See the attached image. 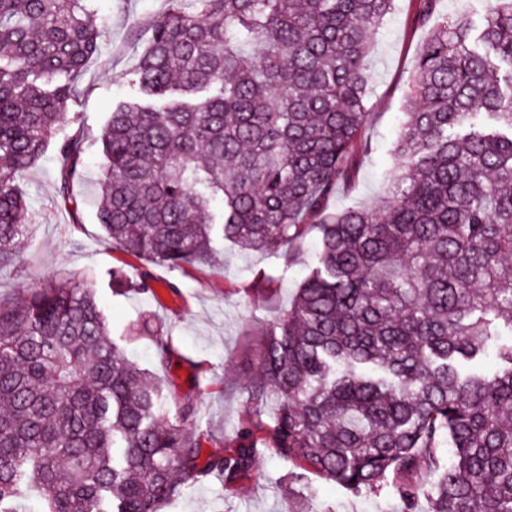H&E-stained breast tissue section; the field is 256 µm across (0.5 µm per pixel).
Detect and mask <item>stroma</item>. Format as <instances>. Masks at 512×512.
Instances as JSON below:
<instances>
[{
    "label": "stroma",
    "mask_w": 512,
    "mask_h": 512,
    "mask_svg": "<svg viewBox=\"0 0 512 512\" xmlns=\"http://www.w3.org/2000/svg\"><path fill=\"white\" fill-rule=\"evenodd\" d=\"M101 29L99 51L75 82L65 134L83 132V166L70 183L77 203L68 209L58 194L63 165L47 152L16 183L31 226L16 266L0 271V297L36 287L49 276L90 280L110 333L129 356L167 386L171 409L199 410L194 438L201 460L224 453L252 411L245 386L257 369L267 327L294 298L315 251L314 237L288 248L245 253L232 243L214 263L169 270L133 257L107 238L96 219L104 154L99 133L113 107L137 96L134 68L150 27L167 8L165 0H93ZM411 0L374 35L367 57L373 115L366 135L373 150L360 158L351 190L330 200L329 210L372 206L384 195L394 165L392 143L407 103L403 87L417 44L426 31L413 19ZM148 289H140V281ZM150 330L131 337L133 326ZM170 348L160 358L155 337ZM394 488L381 494H353L314 473L294 467L271 449H261L254 473L227 487L207 480L161 512H401Z\"/></svg>",
    "instance_id": "obj_1"
}]
</instances>
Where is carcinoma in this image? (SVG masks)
I'll return each mask as SVG.
<instances>
[{
    "label": "carcinoma",
    "mask_w": 512,
    "mask_h": 512,
    "mask_svg": "<svg viewBox=\"0 0 512 512\" xmlns=\"http://www.w3.org/2000/svg\"><path fill=\"white\" fill-rule=\"evenodd\" d=\"M116 106L96 218L123 251L170 270L219 243L267 252L318 232L313 266L267 329L246 385L254 419L199 464L195 408L112 339L93 288L54 278L0 299V512H160L270 447L350 492L396 487L409 512H512V0L475 30L431 24L405 88L379 207L326 203L353 180L371 116L364 68L395 0H167ZM90 0H0V269L28 238L14 185L47 150L60 192L83 164L58 137L97 51ZM452 448L444 459L442 448Z\"/></svg>",
    "instance_id": "carcinoma-1"
}]
</instances>
